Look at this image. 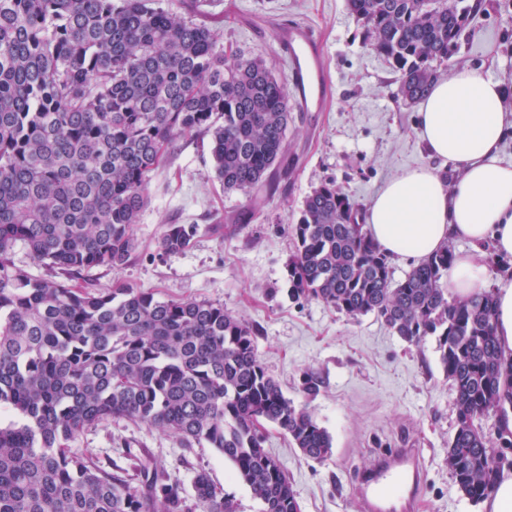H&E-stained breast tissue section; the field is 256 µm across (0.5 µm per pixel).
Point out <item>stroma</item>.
<instances>
[{"label": "stroma", "mask_w": 512, "mask_h": 512, "mask_svg": "<svg viewBox=\"0 0 512 512\" xmlns=\"http://www.w3.org/2000/svg\"><path fill=\"white\" fill-rule=\"evenodd\" d=\"M197 19L220 31L225 44L265 58L283 78L288 66L278 46L281 30L308 26L326 52L332 81L326 109L292 106L288 176L256 217L249 196L225 191L216 179L208 138L179 140L151 176L129 261L118 270L92 268L84 280L99 292L122 283L161 300L221 303L259 328L257 351L268 373L295 405L309 406L332 438L331 455L313 460L283 431L267 428L264 447L286 469L301 512H363L355 491L359 477L395 448L421 451L419 512H481L448 471L454 391L435 339L411 344L376 316L354 320L314 300L291 301L283 290L292 226L314 188L335 181L364 205L390 177L432 165L420 143L418 105L402 99L390 65L371 48L346 0H207ZM464 66L500 79L512 109V0H483L437 70L445 76ZM169 223L196 225L186 252L162 254L159 240ZM309 375L319 381L311 397L303 391ZM70 446L123 467L130 455H150L187 486L206 470L235 495L242 512L260 510L223 457L207 447L184 448L173 432L114 419L81 432Z\"/></svg>", "instance_id": "stroma-1"}]
</instances>
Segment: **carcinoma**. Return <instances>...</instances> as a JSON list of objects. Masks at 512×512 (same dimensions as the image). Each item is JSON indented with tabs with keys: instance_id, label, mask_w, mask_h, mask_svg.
Returning a JSON list of instances; mask_svg holds the SVG:
<instances>
[{
	"instance_id": "carcinoma-1",
	"label": "carcinoma",
	"mask_w": 512,
	"mask_h": 512,
	"mask_svg": "<svg viewBox=\"0 0 512 512\" xmlns=\"http://www.w3.org/2000/svg\"><path fill=\"white\" fill-rule=\"evenodd\" d=\"M402 96L425 99L461 31L467 0H347ZM287 84L173 0H0V512H189L179 481L150 456L127 469L69 448L80 432L126 419L205 445L233 466L260 512H300L266 425L313 460L332 440L294 405L259 358L250 326L224 305L159 300L119 284L79 283L124 266L150 175L178 140L209 136L216 178L261 211L288 174ZM194 224H167L164 254L187 250ZM288 298L350 319L373 314L403 340L436 337L454 389L448 470L469 501L497 482L499 448L481 421L512 409V361L499 350L487 290L448 300L454 261L443 247L394 281L362 208L332 180L292 225ZM24 243L66 281L37 279L11 260ZM201 512H241L201 470Z\"/></svg>"
}]
</instances>
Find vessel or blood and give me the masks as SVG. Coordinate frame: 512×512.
<instances>
[{
  "mask_svg": "<svg viewBox=\"0 0 512 512\" xmlns=\"http://www.w3.org/2000/svg\"><path fill=\"white\" fill-rule=\"evenodd\" d=\"M280 47L301 110L323 111L330 96V82L319 39L306 26L288 25L281 32ZM422 483L423 466L417 449H395L360 479L364 512H416L421 504Z\"/></svg>",
  "mask_w": 512,
  "mask_h": 512,
  "instance_id": "obj_1",
  "label": "vessel or blood"
}]
</instances>
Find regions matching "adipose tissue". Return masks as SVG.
<instances>
[{
  "label": "adipose tissue",
  "mask_w": 512,
  "mask_h": 512,
  "mask_svg": "<svg viewBox=\"0 0 512 512\" xmlns=\"http://www.w3.org/2000/svg\"><path fill=\"white\" fill-rule=\"evenodd\" d=\"M418 116L429 155L452 163L457 177L433 167L391 177L368 202L366 224L392 258L421 260L451 239L470 242L448 274L449 294L463 298L486 285L485 247L512 257V165L498 159L512 116L501 81L470 68L438 78Z\"/></svg>",
  "instance_id": "obj_1"
}]
</instances>
